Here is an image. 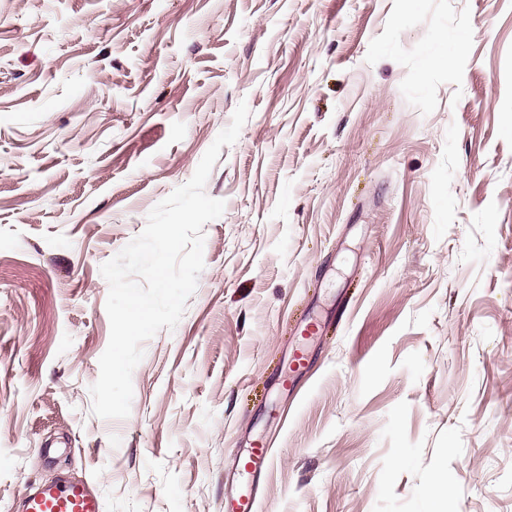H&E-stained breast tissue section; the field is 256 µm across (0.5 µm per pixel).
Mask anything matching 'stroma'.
Segmentation results:
<instances>
[{"instance_id": "obj_1", "label": "stroma", "mask_w": 512, "mask_h": 512, "mask_svg": "<svg viewBox=\"0 0 512 512\" xmlns=\"http://www.w3.org/2000/svg\"><path fill=\"white\" fill-rule=\"evenodd\" d=\"M242 102L99 418L100 267ZM260 444L257 512H512V0H0V512H225ZM102 511L100 498L91 491L88 484L81 481L44 484L26 498L23 509V512Z\"/></svg>"}]
</instances>
